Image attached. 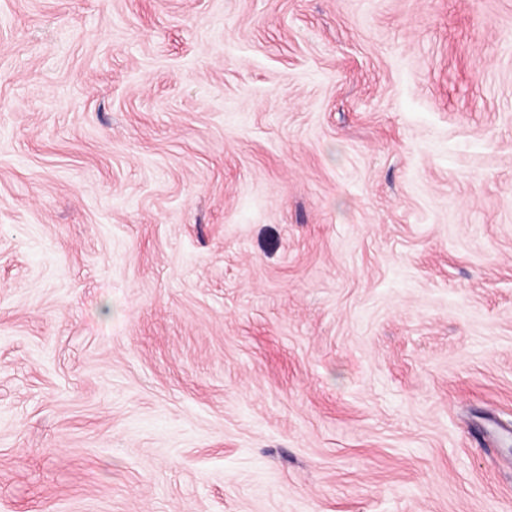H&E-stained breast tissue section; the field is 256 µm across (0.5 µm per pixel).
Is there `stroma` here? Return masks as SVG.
Masks as SVG:
<instances>
[{
  "label": "stroma",
  "mask_w": 512,
  "mask_h": 512,
  "mask_svg": "<svg viewBox=\"0 0 512 512\" xmlns=\"http://www.w3.org/2000/svg\"><path fill=\"white\" fill-rule=\"evenodd\" d=\"M0 512H512V0H0Z\"/></svg>",
  "instance_id": "35a3bbf8"
}]
</instances>
